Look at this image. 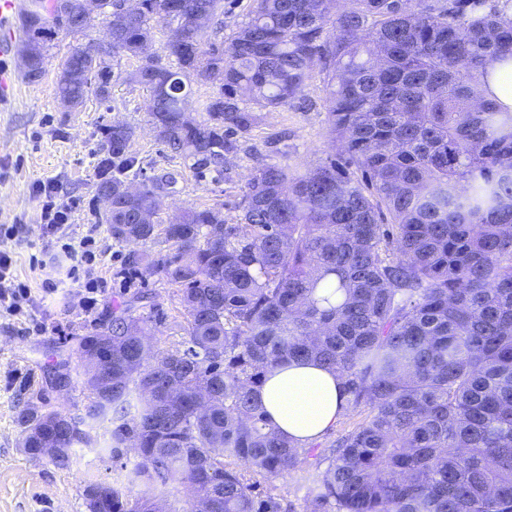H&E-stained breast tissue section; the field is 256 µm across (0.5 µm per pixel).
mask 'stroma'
<instances>
[{
	"label": "stroma",
	"instance_id": "stroma-1",
	"mask_svg": "<svg viewBox=\"0 0 512 512\" xmlns=\"http://www.w3.org/2000/svg\"><path fill=\"white\" fill-rule=\"evenodd\" d=\"M105 36L100 15L82 32L59 31L46 73L34 83L22 78L21 57H0V225H19L13 237L0 238V250L12 253L17 274L29 281L39 299L35 314L47 326L45 333L28 334L17 321L0 318V512H86L85 483L108 482L114 476L110 425L105 421L94 429V444L76 448L70 468L33 459L23 450V432L17 423L21 409L85 411L88 401L81 390L66 391L55 385L60 360H68L72 376L83 371L75 335L85 333L113 307L142 291L167 315L156 335L158 347L179 346L184 337L185 315L177 288L158 276L143 281L129 273V246L113 243L101 225L105 207L96 193V159L107 147L106 126L120 122L132 128L127 154L134 159L140 179L174 174L175 184L165 187L160 196L157 221L161 224L170 223L185 208L215 205L223 206L226 223H236L243 189L262 164L282 162L301 171L324 164L334 154L325 106L326 73L319 66L311 71L297 103L261 111L220 175L198 173L191 160L170 155L158 141L143 110L146 90L125 80L126 73L137 66V58L113 59L109 101L92 97L83 107L66 111L56 95L60 58L74 45ZM38 180L56 182L60 200L73 204L68 236L82 237L95 224L99 239L112 250V267L102 272L108 288L93 312L82 310L66 290L43 292L44 281L55 276L47 263L62 250L56 238L41 235L39 204L31 193ZM34 257L42 261V268H31Z\"/></svg>",
	"mask_w": 512,
	"mask_h": 512
}]
</instances>
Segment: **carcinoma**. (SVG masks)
Masks as SVG:
<instances>
[{
  "instance_id": "1",
  "label": "carcinoma",
  "mask_w": 512,
  "mask_h": 512,
  "mask_svg": "<svg viewBox=\"0 0 512 512\" xmlns=\"http://www.w3.org/2000/svg\"><path fill=\"white\" fill-rule=\"evenodd\" d=\"M26 0L25 78L39 81L57 29ZM112 56L139 59L126 79L170 153L221 173L232 136L257 111L288 105L312 68L327 72L330 136L339 159L303 172L264 164L245 187L237 224L222 207L187 208L158 229V191L133 187V131L105 129L97 194L105 223L142 277L178 288L184 347L152 341L162 316L145 295L78 338L97 336L112 382L86 370L60 388L92 399L83 417L26 408L25 452L53 437L72 449L109 421L112 482H89L87 512H284L247 474L315 470L307 512H512V110L488 95L495 64L512 59V0H256L231 41L224 0H99ZM163 21L165 56L146 52ZM209 48H204V45ZM218 84L192 122V84ZM112 90L111 60L80 44L58 63L69 108ZM164 234L169 248L148 244ZM334 370L343 414L372 408L323 452L278 436L254 399L291 360Z\"/></svg>"
}]
</instances>
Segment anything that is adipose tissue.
Listing matches in <instances>:
<instances>
[{"mask_svg": "<svg viewBox=\"0 0 512 512\" xmlns=\"http://www.w3.org/2000/svg\"><path fill=\"white\" fill-rule=\"evenodd\" d=\"M255 398L274 430L301 446L335 427L346 400L336 372L313 360L280 365L268 374Z\"/></svg>", "mask_w": 512, "mask_h": 512, "instance_id": "obj_1", "label": "adipose tissue"}]
</instances>
